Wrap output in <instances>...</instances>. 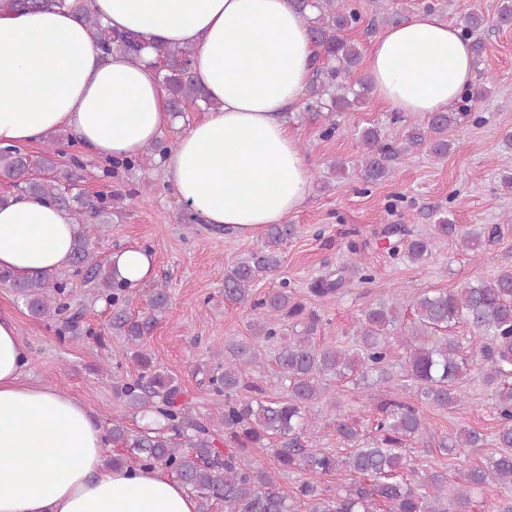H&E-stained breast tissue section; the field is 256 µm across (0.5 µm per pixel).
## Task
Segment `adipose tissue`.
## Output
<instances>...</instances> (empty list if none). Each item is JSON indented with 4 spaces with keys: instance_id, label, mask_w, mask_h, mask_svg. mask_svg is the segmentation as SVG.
<instances>
[{
    "instance_id": "obj_1",
    "label": "adipose tissue",
    "mask_w": 512,
    "mask_h": 512,
    "mask_svg": "<svg viewBox=\"0 0 512 512\" xmlns=\"http://www.w3.org/2000/svg\"><path fill=\"white\" fill-rule=\"evenodd\" d=\"M103 23L146 41L194 48L193 71L213 108L164 160L178 199L205 223L242 237L298 211L310 173L284 119L299 105L317 48L290 0H93ZM372 92L387 111L442 112L474 80L461 28L431 13L388 28L365 54ZM156 67L116 52L100 58L64 10L0 16V146L71 129L100 158L142 153L170 123ZM71 216L22 197L0 207V268L25 276L66 267ZM110 263L130 286L154 256L140 248ZM28 349L0 315V512H197L196 498L158 467L106 464L102 429L86 405L24 382Z\"/></svg>"
}]
</instances>
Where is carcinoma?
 <instances>
[{"label": "carcinoma", "instance_id": "carcinoma-1", "mask_svg": "<svg viewBox=\"0 0 512 512\" xmlns=\"http://www.w3.org/2000/svg\"><path fill=\"white\" fill-rule=\"evenodd\" d=\"M303 13L312 9L308 18L309 35L322 53L308 95L311 103L306 117L319 121L323 136L336 133L338 117L354 108L368 90L365 82L354 85L349 77L360 64L361 46L347 37L361 15L344 0H290ZM66 9L91 33L99 55L107 58L115 51L133 60L142 59L146 48L162 63V87L172 116L185 112L186 105H211L204 85L195 76L192 65L195 51L191 47L165 43L148 44L134 32H117L104 25L92 8V0H0L1 13ZM491 23L476 8L464 12L462 29L471 38ZM483 96L472 89L454 108L424 115L423 120L407 125L398 144L382 141L380 129L366 127L359 132L362 153L355 162L336 161V176L345 180L348 169H357L366 183L385 179L391 162L415 151L428 149L435 158L443 159L451 149L448 130L465 121L478 123L472 100ZM47 148L29 152L15 146L0 147V176L12 181L22 195L44 199L71 213L74 223H112V210L103 197L87 195L77 167L59 161L61 141L53 131L45 135ZM166 147L146 148L141 156L125 159L128 168L145 167L155 152ZM385 235H398L391 254L423 264L427 262L437 241L453 238L461 248L474 253L485 242L498 236L495 225L455 223L452 211L434 214L433 231L424 237H409L398 226L384 230ZM295 234V227L269 224L260 246L239 259L224 272V300L248 307L253 312L252 338L231 339L224 343V363L209 372V389L224 396V449L216 447L213 425L191 415L190 408L179 402L180 386L167 373L159 370L144 350L145 339L169 310L166 289L155 287L147 299V312L134 317L126 309L128 282L118 279L109 262L98 258L82 229L74 238L70 264L75 272H85L87 280L99 288L101 296L112 306L109 327L132 347L139 374L120 386L118 396L127 408L144 417L163 421L153 430L133 433L120 420L112 423V442L125 448V453L112 458V468L163 466L197 499L198 512H210L215 502L224 503V512H291L286 496L276 488L274 479L254 467L243 452L249 448H265L270 440H280L272 449L284 471L301 470L313 476L340 473L344 485L334 495H327L318 482L306 480L297 487L308 512H448L443 501L448 499V479L437 473H421L410 466L402 448L409 443H422L426 428L415 406L398 398H387L375 406V435L362 440L359 420L349 416L336 420V433L353 451L346 458L329 452L315 451L304 444L311 418L309 411L326 392V381L358 375V381L386 385L394 382L392 359L396 348L405 349L401 362L402 387L417 399L438 407L458 403L457 384L479 361L486 386L494 393L495 411L500 428L495 435L499 452L489 455L476 468L461 471L454 500L468 509L471 490L498 482L512 488V270L491 279L469 282L456 291H426L403 304L381 300L370 305L356 320V348L342 350L333 345L318 346L313 336L321 326V316L294 299L288 283L261 299L253 298V284L277 271L283 246ZM59 271H40L19 278L9 270L0 271V282L13 288L29 314L47 319L59 312L57 299L65 295L67 283ZM343 274L322 280L314 292L321 296L337 294L344 287ZM413 310V319L405 323L404 307ZM301 327L292 336L283 335L284 322ZM463 323L480 343L473 356L465 358L460 346L446 331ZM263 342L276 344L274 355L277 373L288 388L283 400L266 399L263 389L247 381L246 371L258 358ZM249 389L255 396L242 400L238 393ZM485 436L477 430L464 429L442 439L439 449L448 454L458 448H482ZM428 484L435 489L431 496L417 492Z\"/></svg>", "mask_w": 512, "mask_h": 512}]
</instances>
